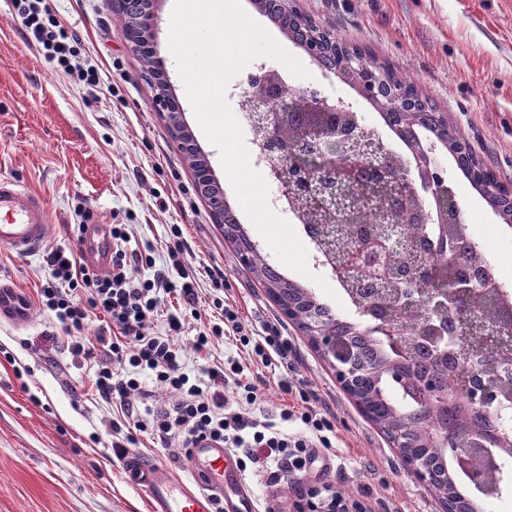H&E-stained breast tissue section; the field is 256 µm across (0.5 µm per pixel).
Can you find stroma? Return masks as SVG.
Segmentation results:
<instances>
[{
    "label": "stroma",
    "mask_w": 512,
    "mask_h": 512,
    "mask_svg": "<svg viewBox=\"0 0 512 512\" xmlns=\"http://www.w3.org/2000/svg\"><path fill=\"white\" fill-rule=\"evenodd\" d=\"M325 29L364 48L376 65L411 76L421 95L447 112L473 150L512 183V0H299ZM96 65L97 93L47 62L22 35L12 0H0V175L21 179L50 206L42 252L18 257L0 249V282L32 302L27 327L0 322V512H148L112 453L110 409L89 392L94 369L66 348L58 323L36 308L44 283L46 251L77 244V212L93 211L101 224L132 227L133 248H151L164 262L180 225L184 260L199 277L201 312L220 297L236 305L254 336L275 326L291 343L287 366L263 371L257 415H279L282 377L303 381L330 415L335 447L316 448L311 470L270 480L247 467L259 512H293V486L316 485L362 502L367 512H442L433 491L402 466L396 448L368 420L336 380L333 369L285 318L263 286L239 263L197 191L165 119L151 106L153 90L138 57L115 21L111 0H51ZM175 0H164L158 50L167 59L172 90L185 121L205 152L231 205L218 149L200 127L169 48ZM292 53L307 77L276 59L285 83L324 95L343 90L369 122L379 118L354 89L326 78L301 48ZM461 218L488 238L512 246L507 226L487 202L460 180L451 156L442 155ZM223 290H216V283Z\"/></svg>",
    "instance_id": "stroma-1"
}]
</instances>
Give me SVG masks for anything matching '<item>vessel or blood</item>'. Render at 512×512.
<instances>
[{
  "instance_id": "b4317fda",
  "label": "vessel or blood",
  "mask_w": 512,
  "mask_h": 512,
  "mask_svg": "<svg viewBox=\"0 0 512 512\" xmlns=\"http://www.w3.org/2000/svg\"><path fill=\"white\" fill-rule=\"evenodd\" d=\"M49 206L44 195L13 177L0 176V246L19 256L38 252L48 229ZM80 252L107 265L112 255L108 225L84 234ZM31 308L26 297L9 285H0V320L22 326ZM187 477L161 462L145 463L131 456L125 469L146 496L149 512H254L252 488L241 478L233 453L209 439L195 441L185 451Z\"/></svg>"
}]
</instances>
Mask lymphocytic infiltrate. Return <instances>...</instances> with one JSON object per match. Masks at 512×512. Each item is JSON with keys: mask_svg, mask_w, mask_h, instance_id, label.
Masks as SVG:
<instances>
[{"mask_svg": "<svg viewBox=\"0 0 512 512\" xmlns=\"http://www.w3.org/2000/svg\"><path fill=\"white\" fill-rule=\"evenodd\" d=\"M12 3L28 39L45 59L77 76L88 90H96L99 77L95 66L84 65L77 38L49 0ZM111 235L112 267L105 273L78 261L73 250L48 252L49 281L39 290L38 306L60 325L70 353L94 362L92 385L99 398L119 405L122 420L109 422L115 457L127 455L139 431L152 434L166 448H187L199 438L223 442L274 479L307 471L315 462L313 447L333 445V425L326 414L315 410L300 385L285 379L279 387L292 401L281 408L278 421L250 415V407L262 401V376L235 359L211 368L207 381L191 378L178 343L184 328L181 311L165 316L163 331H156L154 322L168 296L182 302L193 318H200L194 271L180 260V247L170 249L169 265L160 268L151 252L130 248L129 225H112ZM135 265L150 269V276L132 278L129 270ZM213 304L220 309L221 319L198 330L193 342L197 354L210 353L215 341L231 337L263 366H271L276 357L287 359L289 348L277 329L254 338L223 299H214ZM95 320L104 322V329L87 335L88 324ZM147 376L172 391L175 402L149 405L151 393L143 384ZM230 386L236 390L231 398L226 395ZM290 421L299 423L298 431L283 430V423Z\"/></svg>", "mask_w": 512, "mask_h": 512, "instance_id": "obj_1", "label": "lymphocytic infiltrate"}]
</instances>
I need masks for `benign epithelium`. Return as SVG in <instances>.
I'll return each mask as SVG.
<instances>
[{
	"label": "benign epithelium",
	"instance_id": "1",
	"mask_svg": "<svg viewBox=\"0 0 512 512\" xmlns=\"http://www.w3.org/2000/svg\"><path fill=\"white\" fill-rule=\"evenodd\" d=\"M162 0H143L146 25L135 31L124 32L129 49L136 55L146 51L152 56L157 73L153 106L164 118L183 116L180 102L171 93V79L166 59L158 55L156 36ZM339 77L357 78L361 95L375 98L381 86L377 74L359 55L344 56ZM284 82L279 74L262 63L251 72L239 88L246 99L245 120L259 147V161L267 176L277 185L281 196L292 204L303 202L309 234L319 249L329 254L327 242L336 229L352 223L351 216L362 204L371 200L379 190L387 189L391 204L389 225L385 232L363 235L352 231L347 246L338 260H330L336 275L346 284L354 285L362 279H373L389 285L392 305L402 310L417 307L425 312L424 329L414 336H406L385 324V308L377 302L360 303L359 314L366 327L379 336L393 357L403 359L417 347L437 350L442 356L460 350L477 348L500 356L498 375L489 380L481 376V356L469 354L461 369L473 379L472 400L475 405L492 409L500 421L512 422V322L492 326L493 334L485 333V326L475 315L468 314L471 336L448 334V313L468 299L499 287L492 274L466 279L439 281L434 258L429 246L440 236L439 227L461 223L460 209L448 185L447 172L437 161L436 151L441 147L431 141L419 153L402 163L399 172L389 161L384 144L350 105L336 103L320 92L299 87L296 95L283 93ZM392 109L408 125L415 122L418 108L413 98L403 90L389 95ZM313 112L316 119L299 124L294 157H288L277 139L278 130L302 111ZM326 212L337 214L334 224H323L312 216ZM420 224L422 240L409 242L404 225ZM410 248L419 255L416 263L395 270L391 257ZM316 348L336 371V378L346 379L356 367L357 351L325 333L314 336ZM430 446L448 455L456 474L470 491L490 498L500 493L496 482L502 471L501 449L486 442L478 432L456 440V447H448V434L433 430ZM480 456L482 466H471L474 456ZM295 512H363L358 503H341L328 499L317 486H303L298 491Z\"/></svg>",
	"mask_w": 512,
	"mask_h": 512
}]
</instances>
